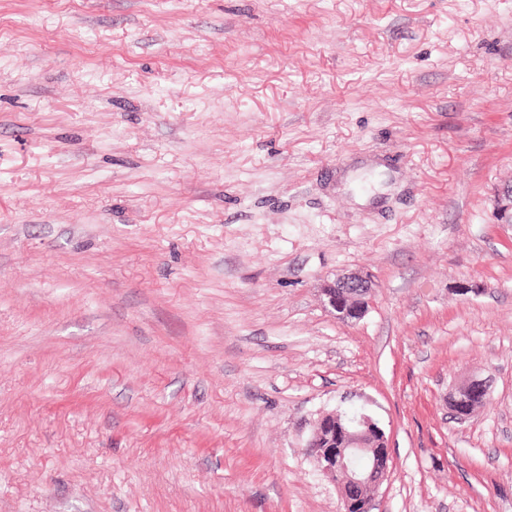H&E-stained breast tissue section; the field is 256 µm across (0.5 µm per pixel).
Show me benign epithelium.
<instances>
[{
  "label": "benign epithelium",
  "instance_id": "benign-epithelium-1",
  "mask_svg": "<svg viewBox=\"0 0 512 512\" xmlns=\"http://www.w3.org/2000/svg\"><path fill=\"white\" fill-rule=\"evenodd\" d=\"M496 210L500 222L512 224V185L498 195ZM374 291L371 277L363 271H349L323 281L320 295L326 308L346 321L359 320L368 311ZM489 380L472 376L448 393L453 415L471 407L473 399L490 397ZM371 416L360 413L339 415L323 412L314 423L306 451L317 462L322 475L332 482L340 497L342 512H372L376 497L389 471V440ZM361 455L374 458V465L361 468Z\"/></svg>",
  "mask_w": 512,
  "mask_h": 512
}]
</instances>
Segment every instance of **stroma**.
Returning a JSON list of instances; mask_svg holds the SVG:
<instances>
[{
  "instance_id": "35a3bbf8",
  "label": "stroma",
  "mask_w": 512,
  "mask_h": 512,
  "mask_svg": "<svg viewBox=\"0 0 512 512\" xmlns=\"http://www.w3.org/2000/svg\"><path fill=\"white\" fill-rule=\"evenodd\" d=\"M510 185L512 0H0V512H512ZM319 291L324 306L339 318L359 320L368 311L374 284L366 272L349 271L324 280ZM490 394L489 380L480 376H472L448 393L449 412L456 415L459 409L470 408L473 399L477 396L489 398ZM342 419V420H341ZM382 434L378 444L368 441ZM306 451L317 462L322 475L332 482L340 497L343 512H365L376 506V497L389 471V440L371 416H352L323 412L314 423ZM368 454L374 465L360 468L357 460Z\"/></svg>"
}]
</instances>
